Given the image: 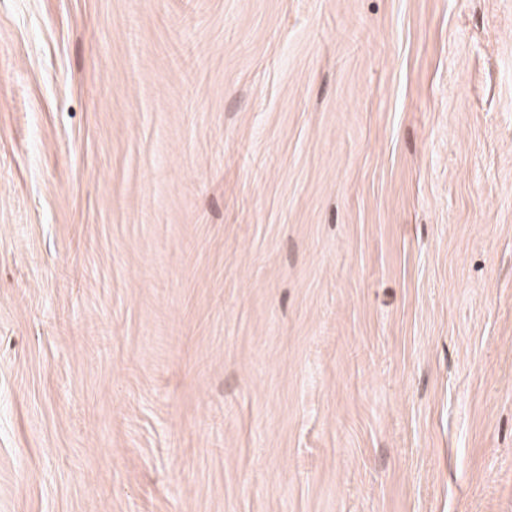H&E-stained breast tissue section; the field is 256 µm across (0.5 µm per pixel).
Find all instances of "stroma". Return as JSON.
Instances as JSON below:
<instances>
[{"instance_id": "35a3bbf8", "label": "stroma", "mask_w": 512, "mask_h": 512, "mask_svg": "<svg viewBox=\"0 0 512 512\" xmlns=\"http://www.w3.org/2000/svg\"><path fill=\"white\" fill-rule=\"evenodd\" d=\"M0 512H512V0H0Z\"/></svg>"}]
</instances>
